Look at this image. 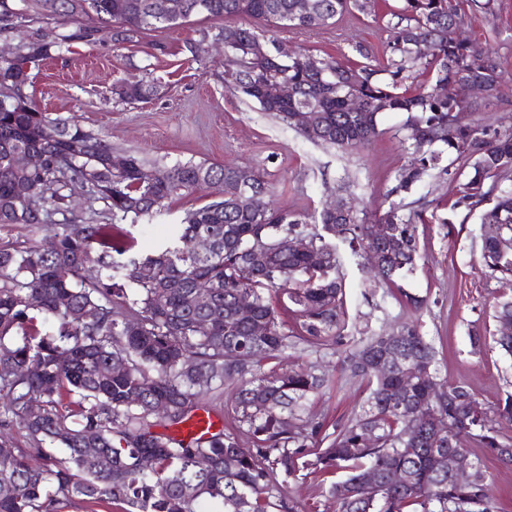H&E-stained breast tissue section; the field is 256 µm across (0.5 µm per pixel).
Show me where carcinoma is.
<instances>
[{
    "label": "carcinoma",
    "instance_id": "cac0c4a2",
    "mask_svg": "<svg viewBox=\"0 0 512 512\" xmlns=\"http://www.w3.org/2000/svg\"><path fill=\"white\" fill-rule=\"evenodd\" d=\"M170 15L163 0H0V39L17 24L34 25L10 58H0V224L23 225L54 242H0V512H86L106 505L117 512H297L288 488L302 472L334 475L329 487L336 512H495L490 476L481 470L457 485L438 464L469 442L512 460V395L491 410L470 409L474 394L456 385L444 400L428 393L443 385L432 342L415 326L367 336L347 356V368L368 380L369 395L344 425L328 433L307 412L309 397L328 386L315 366L266 371L262 361L282 359L303 343L340 342L345 284L339 246L365 257L371 226L390 224L396 244L382 249L381 279L397 284L414 266L416 228L403 214V198L430 171L453 174L470 161L455 209L485 201L481 222L502 233L484 238L480 261L492 274L512 276V126L460 128L457 112L491 108L501 100L496 60L455 30L461 11L495 16L498 0H399L389 11L382 56L351 45L354 60L321 56L265 35V27L327 31L348 15L376 13L377 0H184ZM200 16L224 20L198 30L186 44L195 61L224 41V88L277 117L305 140L341 150L370 145L385 112L407 114V163L396 174L388 206L369 215L356 208H325L304 215L274 208L270 185L258 173L241 182L242 168L205 160L172 165L114 149L74 115L44 112L36 104L31 66L62 58L78 44L101 40L112 27L114 44L144 30L170 29ZM61 19L64 27L46 19ZM266 82H284L288 99H264ZM469 84L482 98L470 100ZM156 86L127 81L115 97L148 99ZM356 99L362 111L354 112ZM307 115L310 121L295 120ZM36 151L38 170L15 166V155ZM493 179L489 188L485 181ZM30 194L21 199L15 184ZM208 190V200L187 209L159 249H134L122 224L160 214L177 197ZM346 234L336 236V225ZM117 236H112L111 231ZM304 234L311 249L291 251L288 237ZM209 236L200 252L195 239ZM209 293L204 307L198 290ZM245 302L265 320L264 336L235 319ZM91 311L88 320L84 313ZM300 319L290 331L280 312ZM209 323V332L196 329ZM388 362L386 371L377 368ZM120 363L123 369L112 370ZM232 422L224 430L185 442L154 431L156 407L179 424L205 396H224ZM405 389L397 398V389ZM447 421L438 430L435 416ZM25 432L28 447L12 441ZM373 433L367 443L365 436ZM327 443L322 448L320 444ZM140 454L151 468L135 464ZM403 469L407 483L363 486L370 474Z\"/></svg>",
    "mask_w": 512,
    "mask_h": 512
}]
</instances>
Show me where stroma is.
<instances>
[{"label":"stroma","mask_w":512,"mask_h":512,"mask_svg":"<svg viewBox=\"0 0 512 512\" xmlns=\"http://www.w3.org/2000/svg\"><path fill=\"white\" fill-rule=\"evenodd\" d=\"M197 27L192 21L173 29L145 30L134 42L118 47L108 40L74 46L64 57L33 68L35 101L46 112L76 114L114 148L150 160H207L252 169L273 185L275 203L297 214L320 208L346 188L367 209L383 202L408 160L401 145L405 114L383 113L382 134L368 147L341 151L315 146L272 115L225 91L220 54L196 62L182 53ZM457 35L488 46L498 65L502 103L480 113V122L493 128L512 123V0H499L493 16L466 12ZM385 37L382 17L363 15L349 17L339 29L321 35H280L290 44L337 58L352 41L381 52ZM142 76L155 83V96L131 104L116 101L115 85ZM459 190V180L432 175L406 194L404 213L416 226L418 257L400 286L374 280L355 258L343 256V342L288 357L292 364L317 360L328 370V388L307 402L327 427L347 423L368 394L365 382L342 368L345 355L362 337L383 329L395 332L411 322L420 324L432 341L441 380L465 386L491 406L512 394V358L494 342L499 334L494 304L512 298V278H495L481 264L486 227L479 212L451 209ZM199 204L194 195L174 200L170 213L137 225L136 249L155 250L179 214ZM408 293L425 298L424 307L408 305ZM467 454L489 474L496 512H512V461L476 446ZM290 494L299 512H336L335 502L315 476L296 479Z\"/></svg>","instance_id":"35a3bbf8"}]
</instances>
